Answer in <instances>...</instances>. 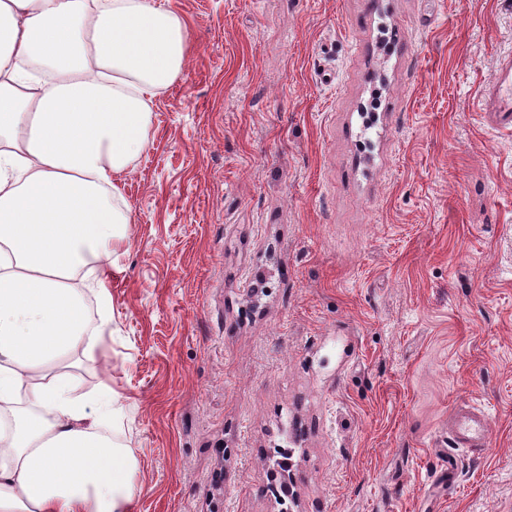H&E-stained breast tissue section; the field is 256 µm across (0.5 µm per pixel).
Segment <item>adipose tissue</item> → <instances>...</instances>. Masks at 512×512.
<instances>
[{
    "instance_id": "1",
    "label": "adipose tissue",
    "mask_w": 512,
    "mask_h": 512,
    "mask_svg": "<svg viewBox=\"0 0 512 512\" xmlns=\"http://www.w3.org/2000/svg\"><path fill=\"white\" fill-rule=\"evenodd\" d=\"M188 51L158 0H0V512H130L132 451L64 362L97 363L112 329L106 275L132 221L116 177Z\"/></svg>"
}]
</instances>
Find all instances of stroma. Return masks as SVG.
Listing matches in <instances>:
<instances>
[{
	"label": "stroma",
	"instance_id": "stroma-1",
	"mask_svg": "<svg viewBox=\"0 0 512 512\" xmlns=\"http://www.w3.org/2000/svg\"><path fill=\"white\" fill-rule=\"evenodd\" d=\"M169 5L190 48L117 177L113 332L69 369L119 399L133 512H512V132L480 102L512 0ZM489 418L480 408L459 409L451 414L448 424L452 429V441L461 448H484Z\"/></svg>",
	"mask_w": 512,
	"mask_h": 512
}]
</instances>
